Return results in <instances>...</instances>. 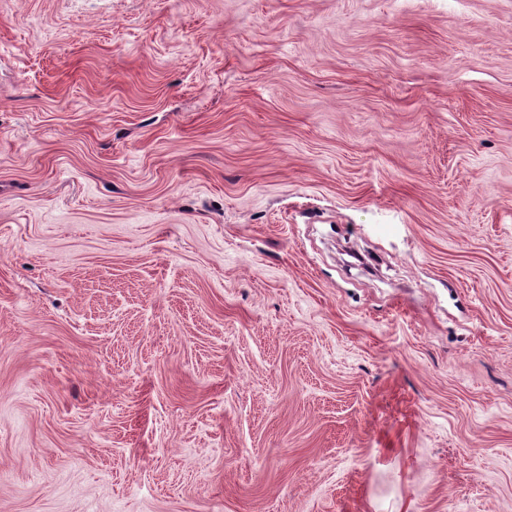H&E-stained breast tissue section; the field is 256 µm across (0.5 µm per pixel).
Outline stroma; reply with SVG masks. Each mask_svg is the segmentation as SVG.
<instances>
[{"label": "stroma", "instance_id": "35a3bbf8", "mask_svg": "<svg viewBox=\"0 0 512 512\" xmlns=\"http://www.w3.org/2000/svg\"><path fill=\"white\" fill-rule=\"evenodd\" d=\"M0 512H512V0H0Z\"/></svg>", "mask_w": 512, "mask_h": 512}]
</instances>
